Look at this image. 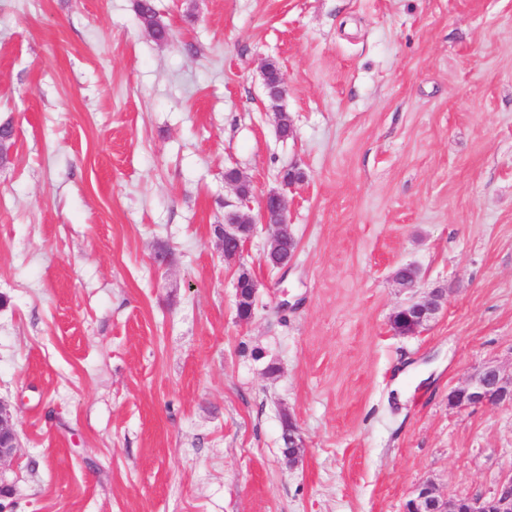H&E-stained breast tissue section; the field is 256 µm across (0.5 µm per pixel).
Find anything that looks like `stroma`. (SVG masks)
I'll return each mask as SVG.
<instances>
[{"instance_id": "stroma-1", "label": "stroma", "mask_w": 512, "mask_h": 512, "mask_svg": "<svg viewBox=\"0 0 512 512\" xmlns=\"http://www.w3.org/2000/svg\"><path fill=\"white\" fill-rule=\"evenodd\" d=\"M154 4L165 43L136 0H0V399L20 438L0 512L489 494L512 472V404L448 394L489 362L512 374V0ZM291 167L290 266L265 264L262 229L225 260V171L257 221ZM406 265L448 290L411 336L390 325ZM136 9L143 24L152 32V35L156 40L165 41L168 39V30L161 26L156 19L153 0H138ZM235 288L236 308L238 313V309L243 303L252 302L253 298H255L258 283L249 273L242 271L236 278ZM282 445L281 451L288 462L297 464L301 457V448H304L303 439L299 434V429L291 417H288V423L283 424L281 433Z\"/></svg>"}]
</instances>
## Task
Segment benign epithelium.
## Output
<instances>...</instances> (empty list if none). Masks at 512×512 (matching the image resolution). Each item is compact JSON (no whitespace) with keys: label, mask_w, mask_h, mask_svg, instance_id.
<instances>
[{"label":"benign epithelium","mask_w":512,"mask_h":512,"mask_svg":"<svg viewBox=\"0 0 512 512\" xmlns=\"http://www.w3.org/2000/svg\"><path fill=\"white\" fill-rule=\"evenodd\" d=\"M237 197L235 208L224 212V223L215 225L214 233L220 242L224 259L232 260L240 256L243 245L257 232V225L242 208L249 206L252 185L244 177L225 178ZM288 199L278 191L268 193L261 203L263 228L268 232L266 256L278 252L283 240L291 238L288 232ZM399 288L410 293L391 316L400 318L406 327L397 330L402 336L414 335L429 322L435 320L447 305V289L433 288L426 292L416 291L415 283L395 278ZM236 307L255 298L258 283L248 273H240L235 282ZM501 403L512 404V377H505L500 368L488 363L479 368L460 387L448 393V405L466 408L489 406ZM281 451L288 462L296 464L304 447L299 429L293 420L283 424ZM20 447L13 422V414L8 404L0 401V463L15 456ZM404 512H512V473L501 479L490 495L442 499L435 486L422 482L416 486L412 497L405 505Z\"/></svg>","instance_id":"7a95c632"}]
</instances>
